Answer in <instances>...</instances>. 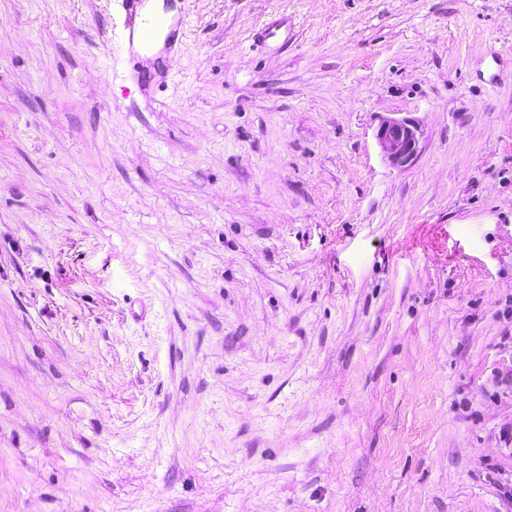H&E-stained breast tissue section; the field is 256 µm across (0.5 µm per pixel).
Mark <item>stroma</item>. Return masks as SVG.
I'll return each instance as SVG.
<instances>
[{
	"instance_id": "stroma-1",
	"label": "stroma",
	"mask_w": 512,
	"mask_h": 512,
	"mask_svg": "<svg viewBox=\"0 0 512 512\" xmlns=\"http://www.w3.org/2000/svg\"><path fill=\"white\" fill-rule=\"evenodd\" d=\"M177 6L0 0V512H512V0ZM145 0H123L126 12V28L130 47L134 45L142 49L148 48L160 36L164 37L168 51L182 41V22H172L167 16L154 14L160 11L161 4L148 3L144 9ZM376 138L392 167L405 169L415 161L420 130L410 118L384 117Z\"/></svg>"
}]
</instances>
